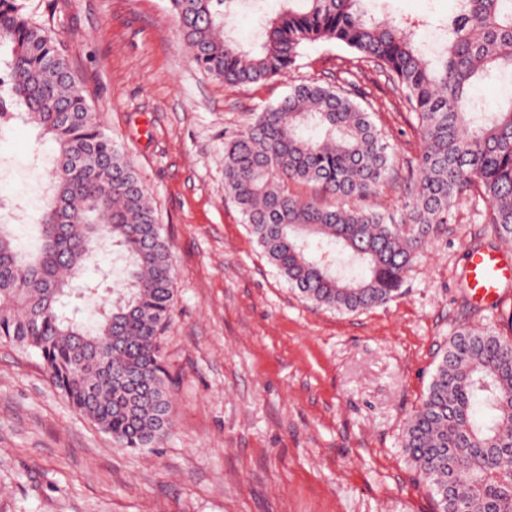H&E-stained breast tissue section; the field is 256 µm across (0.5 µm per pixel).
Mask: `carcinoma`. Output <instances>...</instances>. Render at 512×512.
Instances as JSON below:
<instances>
[{
	"label": "carcinoma",
	"mask_w": 512,
	"mask_h": 512,
	"mask_svg": "<svg viewBox=\"0 0 512 512\" xmlns=\"http://www.w3.org/2000/svg\"><path fill=\"white\" fill-rule=\"evenodd\" d=\"M241 0H170L194 63L229 84L283 76L308 42L334 41L401 89L423 148L420 178L397 212L359 202L395 181V148L348 67L338 83L291 87L224 142V194L268 263L301 298L359 312L401 294L429 238L462 199L512 240V97L480 108L486 81L512 79V0H455L430 52L370 16L363 0H281L255 48L226 28ZM38 127L54 159L33 252L0 223V340L35 351L69 403L122 448H152L172 429L163 336L175 267L143 182L106 134L48 22L0 0V129ZM307 184L304 197L291 188ZM112 247L118 286L87 280L93 322L70 316L71 282ZM402 448L431 487L436 512H512V337L454 333Z\"/></svg>",
	"instance_id": "carcinoma-1"
}]
</instances>
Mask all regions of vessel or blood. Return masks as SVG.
Returning a JSON list of instances; mask_svg holds the SVG:
<instances>
[{"label": "vessel or blood", "instance_id": "1", "mask_svg": "<svg viewBox=\"0 0 512 512\" xmlns=\"http://www.w3.org/2000/svg\"><path fill=\"white\" fill-rule=\"evenodd\" d=\"M465 270L466 286L475 302L496 300L502 285L512 281V246L469 252Z\"/></svg>", "mask_w": 512, "mask_h": 512}]
</instances>
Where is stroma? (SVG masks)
Returning a JSON list of instances; mask_svg holds the SVG:
<instances>
[{"label": "stroma", "instance_id": "1", "mask_svg": "<svg viewBox=\"0 0 512 512\" xmlns=\"http://www.w3.org/2000/svg\"><path fill=\"white\" fill-rule=\"evenodd\" d=\"M452 0H386L388 16L431 37L425 17ZM279 0L235 6L253 44ZM51 28L107 133L157 210L176 269L163 339L173 428L157 448L117 447L50 383L33 351L0 342V512H434L401 446L434 369L460 328L512 334V283L473 304L462 280L473 246L499 244L459 201L407 274L367 311L303 300L263 257L224 196V143L291 86L334 85L346 51L305 44L283 77L229 85L193 62L169 0H56ZM356 82L395 147L398 180L368 207L401 209L422 150L397 86L380 67ZM50 142L33 125L0 128V195L20 204L18 242L35 244Z\"/></svg>", "mask_w": 512, "mask_h": 512}]
</instances>
